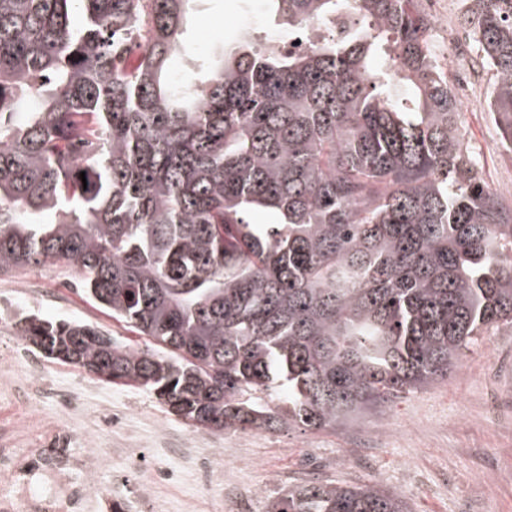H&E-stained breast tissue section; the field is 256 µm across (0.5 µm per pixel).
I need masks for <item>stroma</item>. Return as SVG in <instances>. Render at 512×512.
Listing matches in <instances>:
<instances>
[{
    "label": "stroma",
    "instance_id": "35a3bbf8",
    "mask_svg": "<svg viewBox=\"0 0 512 512\" xmlns=\"http://www.w3.org/2000/svg\"><path fill=\"white\" fill-rule=\"evenodd\" d=\"M263 45L279 38L267 0H195L181 39L184 54L169 67L190 76L192 56L222 53L238 37ZM469 91L458 92L466 140L483 179L500 190L512 178V153L483 104L493 75L466 48ZM81 321L133 350L147 347L78 285L69 265L46 263L0 276V492L8 470L43 452L76 460L105 449L100 489L83 512H154L158 487L179 512H266L269 498L310 482L372 483L407 501L411 512H512V334L483 337L460 368L439 384L372 410L336 430L226 432L188 426L143 387L118 385L50 359L18 337L21 319ZM232 475L196 488L197 463Z\"/></svg>",
    "mask_w": 512,
    "mask_h": 512
}]
</instances>
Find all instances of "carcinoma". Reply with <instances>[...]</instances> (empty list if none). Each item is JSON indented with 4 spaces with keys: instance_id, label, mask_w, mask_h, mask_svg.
Segmentation results:
<instances>
[{
    "instance_id": "obj_1",
    "label": "carcinoma",
    "mask_w": 512,
    "mask_h": 512,
    "mask_svg": "<svg viewBox=\"0 0 512 512\" xmlns=\"http://www.w3.org/2000/svg\"><path fill=\"white\" fill-rule=\"evenodd\" d=\"M190 2L0 0V274L72 265L152 347L39 317L20 338L192 426L328 430L512 330V205L414 0H268L305 46L239 42L177 80ZM463 3L512 152V0ZM267 512L409 510L327 482Z\"/></svg>"
}]
</instances>
